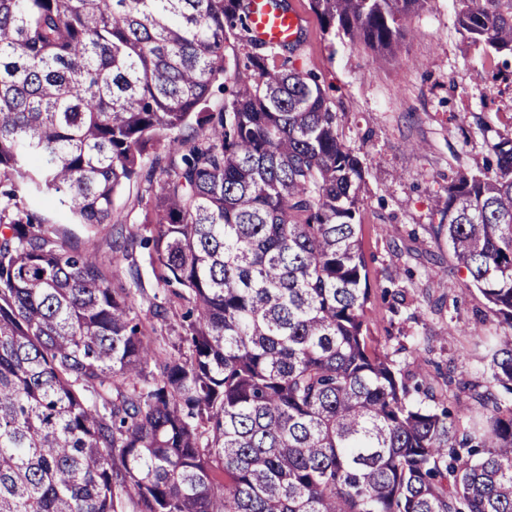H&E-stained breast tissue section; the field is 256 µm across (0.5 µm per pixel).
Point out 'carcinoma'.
I'll use <instances>...</instances> for the list:
<instances>
[{
	"mask_svg": "<svg viewBox=\"0 0 512 512\" xmlns=\"http://www.w3.org/2000/svg\"><path fill=\"white\" fill-rule=\"evenodd\" d=\"M426 0H310L382 56ZM512 55V0H457ZM251 0H0V512H512V139L443 222L496 319L459 432L369 336L365 168ZM251 46L222 111L229 38ZM143 222L117 194L153 184ZM54 197L108 262L32 212ZM148 250L158 289L142 286ZM129 287H111L118 270ZM177 334L145 333L137 305ZM148 184L137 182L127 185L115 201L112 212V224L138 225L143 219L144 203L149 195L146 192ZM143 198L142 203L139 200Z\"/></svg>",
	"mask_w": 512,
	"mask_h": 512,
	"instance_id": "carcinoma-1",
	"label": "carcinoma"
}]
</instances>
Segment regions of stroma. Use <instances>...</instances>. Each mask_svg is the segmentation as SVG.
<instances>
[{"label": "stroma", "mask_w": 512, "mask_h": 512, "mask_svg": "<svg viewBox=\"0 0 512 512\" xmlns=\"http://www.w3.org/2000/svg\"><path fill=\"white\" fill-rule=\"evenodd\" d=\"M288 4L303 17L295 63L318 77L345 145L367 168L359 199L371 337L404 371L422 372L466 429L473 402L445 376L454 366L485 377L479 337L495 322L434 231L452 177L484 166L491 143L512 137V58L465 37L454 0H427L388 57L324 32L309 0ZM392 282L405 295L395 310L382 296ZM412 343L419 358L398 350Z\"/></svg>", "instance_id": "stroma-1"}]
</instances>
